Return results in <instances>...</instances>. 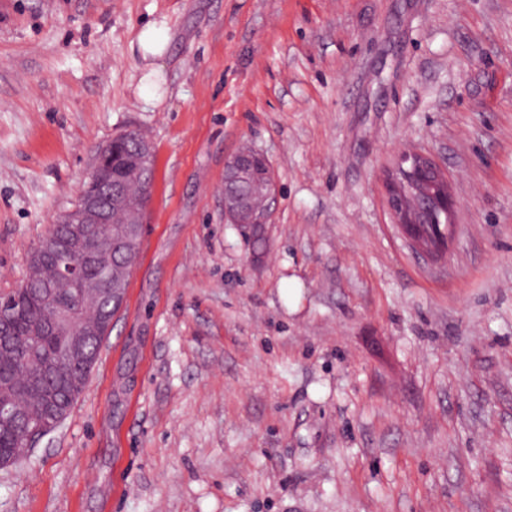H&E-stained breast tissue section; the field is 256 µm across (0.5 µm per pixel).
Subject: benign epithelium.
<instances>
[{"mask_svg": "<svg viewBox=\"0 0 512 512\" xmlns=\"http://www.w3.org/2000/svg\"><path fill=\"white\" fill-rule=\"evenodd\" d=\"M386 202L394 224L401 230L408 245L417 253L434 261L447 253L448 241L455 233L456 201L452 195L448 173L436 159L423 151L404 150L397 154L392 166L383 174ZM275 192V182L266 156L251 146L240 148L224 165V216L232 224L246 225L251 234L263 237ZM122 191L109 192L108 202L95 198L62 213L70 225L68 237L56 249L67 261L82 265L95 263L102 252H115L120 245L112 236H92L88 227L99 229L112 224V208L122 204ZM76 308L66 311L50 308L38 323L39 331L68 336L72 321L85 303L84 294L74 290ZM126 289L109 282L105 289V308L102 315L86 327V335L95 337L101 346L117 314L122 310ZM12 305L0 302V353L13 349ZM45 416L27 422L13 406L0 404V419L22 430L19 445L8 456L0 451V466H10L24 458L46 435L63 421L59 411L57 390L44 391Z\"/></svg>", "mask_w": 512, "mask_h": 512, "instance_id": "obj_1", "label": "benign epithelium"}]
</instances>
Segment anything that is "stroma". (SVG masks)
I'll return each mask as SVG.
<instances>
[{
    "label": "stroma",
    "instance_id": "stroma-1",
    "mask_svg": "<svg viewBox=\"0 0 512 512\" xmlns=\"http://www.w3.org/2000/svg\"><path fill=\"white\" fill-rule=\"evenodd\" d=\"M133 130L126 306L0 512H512V0H0V294ZM402 147L452 181L437 263L386 206ZM249 190V200L243 188ZM275 192L266 156L251 146L240 148L224 165V216L231 224L246 225L263 237Z\"/></svg>",
    "mask_w": 512,
    "mask_h": 512
}]
</instances>
